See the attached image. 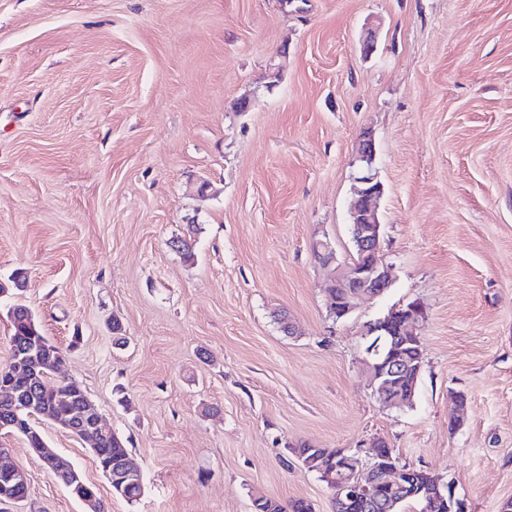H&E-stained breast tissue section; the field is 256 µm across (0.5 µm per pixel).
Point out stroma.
Listing matches in <instances>:
<instances>
[{"instance_id": "35a3bbf8", "label": "stroma", "mask_w": 512, "mask_h": 512, "mask_svg": "<svg viewBox=\"0 0 512 512\" xmlns=\"http://www.w3.org/2000/svg\"><path fill=\"white\" fill-rule=\"evenodd\" d=\"M372 52H365L367 34ZM375 141L394 283L329 318L328 238L353 254L356 145ZM193 236L194 257L170 243ZM0 367L29 307L127 441L140 501L38 427L104 512H333L288 444L388 442L464 500L512 498V0H0ZM420 301L422 374L382 405L362 325ZM287 314L293 334L277 314ZM126 343L116 347L113 320ZM468 398L449 430L452 393ZM0 512H83L23 436ZM253 512H312L311 505L302 499L290 503L288 510L277 500L259 497L252 501Z\"/></svg>"}]
</instances>
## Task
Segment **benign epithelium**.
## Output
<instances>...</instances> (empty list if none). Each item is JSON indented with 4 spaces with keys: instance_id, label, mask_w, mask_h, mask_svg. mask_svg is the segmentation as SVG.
<instances>
[{
    "instance_id": "1",
    "label": "benign epithelium",
    "mask_w": 512,
    "mask_h": 512,
    "mask_svg": "<svg viewBox=\"0 0 512 512\" xmlns=\"http://www.w3.org/2000/svg\"><path fill=\"white\" fill-rule=\"evenodd\" d=\"M356 153L361 161L375 157V143L370 134L363 135L357 144ZM384 186L371 169L364 170L356 178L354 200L350 215L353 224V241L360 259L353 257L340 260L330 241L316 242L322 257V265L329 269V287L344 292V306H328L329 315L337 322L345 320L355 308L356 300L364 297L383 295L393 285L391 267L380 257L382 224L379 220L376 201L383 195ZM426 318L424 306L419 301L400 305L378 321L366 324L360 333L365 343L364 364L369 372V386L373 394L385 406L400 408L403 400L397 398L400 388L415 389L420 377L423 361L400 358L387 344L388 337L398 334L405 341L414 338L421 341V326ZM58 354L50 342H22L15 347L14 357L9 367L0 374V392L9 393L7 398L10 416L3 421L6 427H20L25 420L34 417L38 401L29 397L38 388L47 366L57 368ZM63 430L79 439H88L91 447H97L100 438L107 437L112 430L101 424V416L96 406L85 400L79 411L68 417L54 420ZM383 441L369 440L364 448L374 449L367 464V472L361 473L362 461L355 454L336 457V465L319 468L320 478L336 493L343 507L353 502L375 500L382 490L402 494L408 490L400 480L415 472L414 466H403L392 457L384 458L378 449ZM33 454L39 459L44 470L64 479L69 491L86 507L87 512H98V500L85 489L81 472L54 448H35ZM9 449L0 447V473L10 476L17 483L29 482L28 474L8 460ZM103 475L115 486L124 489L134 486L144 487L142 470L129 459H120L109 464ZM424 512H430L440 505L442 512H465V504L448 493V487L439 479L430 480L423 496Z\"/></svg>"
}]
</instances>
